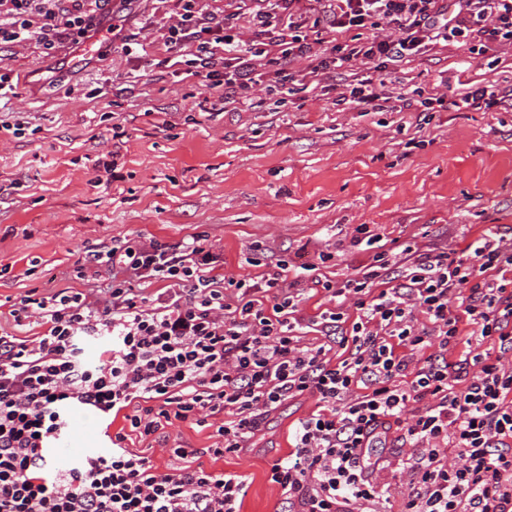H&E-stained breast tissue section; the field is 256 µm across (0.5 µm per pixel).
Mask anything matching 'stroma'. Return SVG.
Wrapping results in <instances>:
<instances>
[{
  "mask_svg": "<svg viewBox=\"0 0 512 512\" xmlns=\"http://www.w3.org/2000/svg\"><path fill=\"white\" fill-rule=\"evenodd\" d=\"M123 41L149 44L133 57L91 40L45 53L37 40L0 45V334L38 336L40 319L17 326L11 311L28 291L62 289L100 296L111 267L82 272L88 252L126 241L176 247L194 238L216 258L212 274L251 284L286 261L303 283L302 345L343 352L320 330L324 313L343 309L348 332L357 312L338 306L321 283L352 278L371 252L353 247L358 227L385 246L418 243L462 251L491 234L512 244V108L485 112H371L333 106L299 68L275 89L255 86L225 111L201 112L204 77L183 78L162 46V11L132 0ZM493 82L512 86V48L487 52L449 43L393 65L391 91L462 93ZM111 170H104V163ZM314 398L273 414L250 448L214 461L241 476V512H286L272 482L274 461L293 450L298 420ZM71 448L48 458L53 469L79 462V449L108 448L126 432L135 451L166 443L207 448L213 428L164 425L148 438L79 406Z\"/></svg>",
  "mask_w": 512,
  "mask_h": 512,
  "instance_id": "obj_1",
  "label": "stroma"
}]
</instances>
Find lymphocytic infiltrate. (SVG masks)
Masks as SVG:
<instances>
[{
	"label": "lymphocytic infiltrate",
	"instance_id": "obj_1",
	"mask_svg": "<svg viewBox=\"0 0 512 512\" xmlns=\"http://www.w3.org/2000/svg\"><path fill=\"white\" fill-rule=\"evenodd\" d=\"M127 0H0V44L38 40L48 51L75 46L104 29ZM168 52L185 77L207 75L206 103H234L256 67L275 59L302 65L315 83L340 68L367 76L334 102L363 112L484 111L512 103V88L490 83L423 99L386 93L390 64L429 47L475 40L512 45V0H257L250 31L207 0H159ZM313 14L308 41L293 18ZM391 34L338 43L333 34L378 23ZM195 50L189 57L181 51ZM362 275L323 288L357 316L347 357L299 344L300 282L276 271L252 286L209 276V250L192 242L173 251L128 242L87 254L84 263L121 269L105 299L69 290L25 295L19 313L38 316L41 336L0 335V512H239V476L207 468L249 447L268 418L308 395L318 409L299 420L295 452L276 460L271 479L288 512H373L389 492L380 471L394 468L410 488L403 512H512V246L483 237L450 256L405 243L375 251ZM405 261L393 283L394 255ZM167 282L156 298L141 283ZM112 340L93 364L83 344ZM458 360H448L452 349ZM80 405L123 416L147 437L163 422L213 425L212 448L170 449L182 465L166 472L152 456L125 448L116 434L106 454H91L49 476L47 452ZM400 430L405 456L370 459L373 444ZM459 460L449 463V449Z\"/></svg>",
	"mask_w": 512,
	"mask_h": 512
}]
</instances>
